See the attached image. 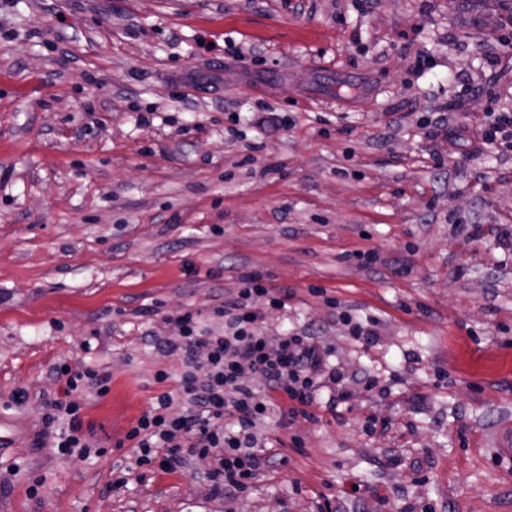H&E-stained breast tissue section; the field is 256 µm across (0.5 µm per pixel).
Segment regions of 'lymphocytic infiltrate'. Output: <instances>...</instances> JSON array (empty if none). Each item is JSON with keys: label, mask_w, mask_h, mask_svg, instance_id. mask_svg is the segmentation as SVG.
<instances>
[{"label": "lymphocytic infiltrate", "mask_w": 512, "mask_h": 512, "mask_svg": "<svg viewBox=\"0 0 512 512\" xmlns=\"http://www.w3.org/2000/svg\"><path fill=\"white\" fill-rule=\"evenodd\" d=\"M236 297L217 310L224 318L220 333H200L192 312L176 316L180 334L169 342L188 366L180 379L178 395L186 409H171L174 394L156 396L150 408L125 436L137 467L174 472L197 456L210 457L204 478L214 495L234 502L253 478L272 465V457L260 454L253 430L264 420L277 398L296 402L299 413L313 404L312 388L317 377L328 374L331 383L346 390L348 381L326 370L315 336L309 333L271 337L259 326L253 299L266 295L264 277L258 272L242 274ZM205 359H198V351ZM51 375L62 379L61 394L46 401L44 433L53 436L61 454L81 449L90 453L99 441L84 426V395H105L111 375L83 364L52 367ZM264 390H257L256 382Z\"/></svg>", "instance_id": "f902f5d3"}]
</instances>
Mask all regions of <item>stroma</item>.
Segmentation results:
<instances>
[{
    "label": "stroma",
    "instance_id": "stroma-1",
    "mask_svg": "<svg viewBox=\"0 0 512 512\" xmlns=\"http://www.w3.org/2000/svg\"><path fill=\"white\" fill-rule=\"evenodd\" d=\"M493 112L512 113V0H0V512H224L209 459L150 471L117 442L162 392L184 409L174 315L222 330L251 271L267 335L310 329L369 383L319 388L310 419L272 409L255 435L285 462L236 512H512ZM65 361L112 376L84 415L109 456L40 436Z\"/></svg>",
    "mask_w": 512,
    "mask_h": 512
}]
</instances>
